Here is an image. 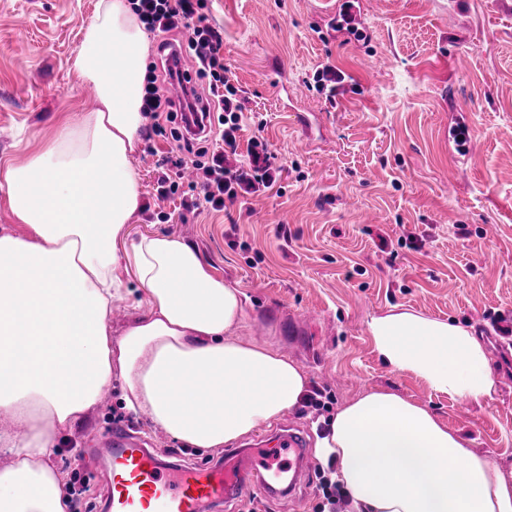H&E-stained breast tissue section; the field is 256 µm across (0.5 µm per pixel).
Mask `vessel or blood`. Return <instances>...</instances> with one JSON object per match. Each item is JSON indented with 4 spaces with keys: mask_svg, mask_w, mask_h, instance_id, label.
Segmentation results:
<instances>
[{
    "mask_svg": "<svg viewBox=\"0 0 512 512\" xmlns=\"http://www.w3.org/2000/svg\"><path fill=\"white\" fill-rule=\"evenodd\" d=\"M288 456L284 467H269L255 450L231 448L220 461L191 467L163 463L143 441L121 428L97 454L110 477L107 512H202L212 500H232L260 490L269 496L286 493L295 483L290 468L304 453V441L284 432L271 441Z\"/></svg>",
    "mask_w": 512,
    "mask_h": 512,
    "instance_id": "vessel-or-blood-1",
    "label": "vessel or blood"
}]
</instances>
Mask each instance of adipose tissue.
I'll list each match as a JSON object with an SVG mask.
<instances>
[{"label":"adipose tissue","instance_id":"1","mask_svg":"<svg viewBox=\"0 0 512 512\" xmlns=\"http://www.w3.org/2000/svg\"><path fill=\"white\" fill-rule=\"evenodd\" d=\"M148 57L128 0H97L69 69L97 106L62 114L21 163L0 166L15 224L0 231V512H69L52 462L72 429L120 382L124 408L192 448H221L303 400L292 358L234 339L244 293L187 243L132 240L141 206L133 164L145 122ZM139 288L147 314L113 332ZM379 359L461 402L490 396V351L473 328L410 311L374 316ZM318 458L359 512H512V480L425 406L387 389L345 403L315 432Z\"/></svg>","mask_w":512,"mask_h":512}]
</instances>
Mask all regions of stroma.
<instances>
[{"instance_id":"obj_1","label":"stroma","mask_w":512,"mask_h":512,"mask_svg":"<svg viewBox=\"0 0 512 512\" xmlns=\"http://www.w3.org/2000/svg\"><path fill=\"white\" fill-rule=\"evenodd\" d=\"M96 0H0V161L23 162L54 133L60 113L95 109L69 69ZM344 0H210L224 31V65L244 107L239 154L263 137L282 167L265 192L221 212L187 211L157 197L169 128L143 125L133 155L142 205L130 237L165 233L193 246L246 293L247 341L297 361L313 407L262 426L312 425L352 398L390 389L427 407L512 477V356L490 327L512 321V0H357L363 38L336 30ZM466 68H456V54ZM288 58L280 71L276 55ZM382 68L368 67L371 57ZM332 65L336 88L317 74ZM306 113L297 125L296 113ZM375 214L363 223L360 210ZM466 234H459V226ZM387 251H380V241ZM408 310L486 334L490 397L460 402L379 360L371 317ZM312 311L313 319L298 315ZM134 428L160 458L198 464L199 452L129 414L113 386L74 425L53 457L77 491L71 512H103L106 477L88 448ZM307 482L290 496L245 495L207 512H328L319 483L332 467L310 456Z\"/></svg>"}]
</instances>
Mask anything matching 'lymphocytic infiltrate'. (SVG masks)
Returning a JSON list of instances; mask_svg holds the SVG:
<instances>
[{
    "mask_svg": "<svg viewBox=\"0 0 512 512\" xmlns=\"http://www.w3.org/2000/svg\"><path fill=\"white\" fill-rule=\"evenodd\" d=\"M208 0H133V5L146 30L157 36V53L162 70L146 81L144 107L152 119L175 120L177 112L193 114L194 129L174 133L175 156L157 180L159 197L175 195L181 185L183 169H193L194 187L198 195L191 207L223 210L225 202L256 192L258 187H272L279 169L265 142L252 140L248 165L232 169L224 164V156L238 150V133L243 113L235 87L224 67L220 50L224 33L207 21ZM182 48L190 56L196 83L183 98L172 100L163 90L164 84L175 83L181 76L169 63L172 47Z\"/></svg>",
    "mask_w": 512,
    "mask_h": 512,
    "instance_id": "obj_1",
    "label": "lymphocytic infiltrate"
}]
</instances>
